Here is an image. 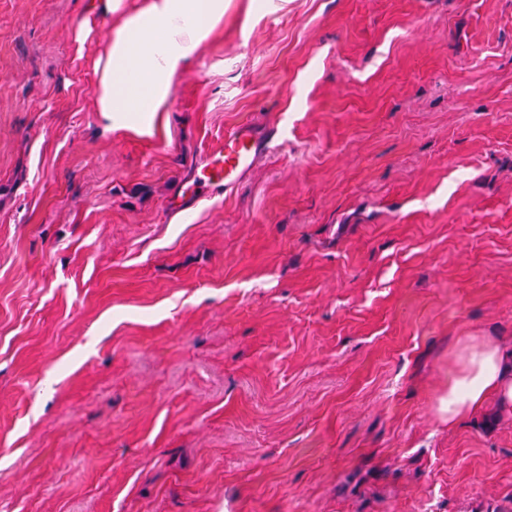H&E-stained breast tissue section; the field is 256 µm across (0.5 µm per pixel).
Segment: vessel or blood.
<instances>
[{
  "label": "vessel or blood",
  "instance_id": "vessel-or-blood-1",
  "mask_svg": "<svg viewBox=\"0 0 512 512\" xmlns=\"http://www.w3.org/2000/svg\"><path fill=\"white\" fill-rule=\"evenodd\" d=\"M271 142V133L260 134L248 126L226 134L223 147L211 154L206 165L204 189L194 188L183 192V208L195 206L202 199L204 191H233L269 152Z\"/></svg>",
  "mask_w": 512,
  "mask_h": 512
}]
</instances>
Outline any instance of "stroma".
<instances>
[{
  "label": "stroma",
  "mask_w": 512,
  "mask_h": 512,
  "mask_svg": "<svg viewBox=\"0 0 512 512\" xmlns=\"http://www.w3.org/2000/svg\"><path fill=\"white\" fill-rule=\"evenodd\" d=\"M88 2L0 0V512H512V414L437 410L512 349V0H224L148 133ZM271 132L258 134L249 126L239 127L224 136V147L210 155L205 167V184L211 192L233 191L257 162L270 150Z\"/></svg>",
  "instance_id": "1"
}]
</instances>
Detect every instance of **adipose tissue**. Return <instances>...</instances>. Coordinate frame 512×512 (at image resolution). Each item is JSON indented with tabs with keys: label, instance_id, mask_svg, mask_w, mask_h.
<instances>
[{
	"label": "adipose tissue",
	"instance_id": "obj_1",
	"mask_svg": "<svg viewBox=\"0 0 512 512\" xmlns=\"http://www.w3.org/2000/svg\"><path fill=\"white\" fill-rule=\"evenodd\" d=\"M123 0H91L80 23L106 27L107 48L99 58L94 109L105 122L151 126L165 111L173 79L189 65L224 19V0H144L137 11ZM512 413V351L489 340L462 346L439 401L449 424L480 412L488 402Z\"/></svg>",
	"mask_w": 512,
	"mask_h": 512
}]
</instances>
